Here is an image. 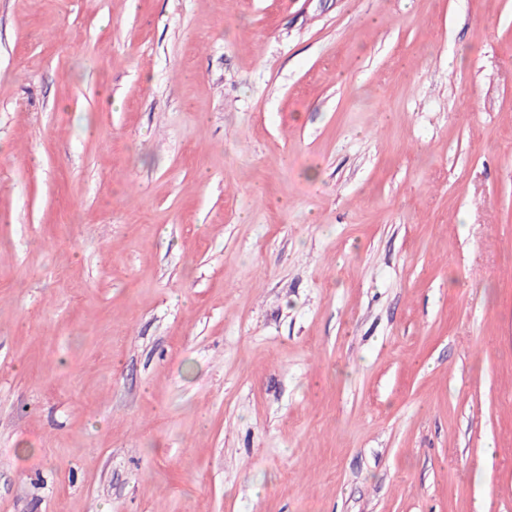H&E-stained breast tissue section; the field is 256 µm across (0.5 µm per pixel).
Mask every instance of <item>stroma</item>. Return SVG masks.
I'll return each mask as SVG.
<instances>
[{
	"label": "stroma",
	"instance_id": "stroma-1",
	"mask_svg": "<svg viewBox=\"0 0 512 512\" xmlns=\"http://www.w3.org/2000/svg\"><path fill=\"white\" fill-rule=\"evenodd\" d=\"M0 512H512V0H0Z\"/></svg>",
	"mask_w": 512,
	"mask_h": 512
}]
</instances>
